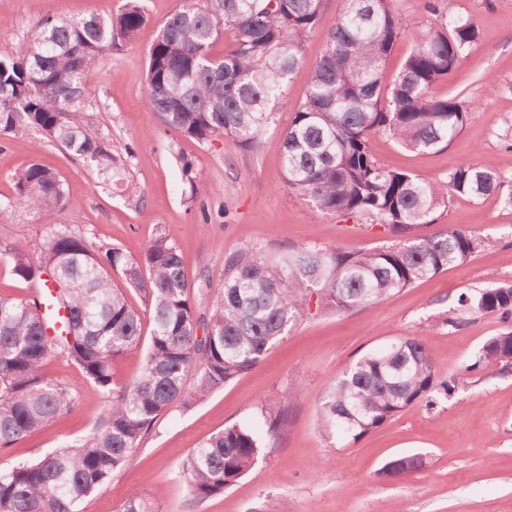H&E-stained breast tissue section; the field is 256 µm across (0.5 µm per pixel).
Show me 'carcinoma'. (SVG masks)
Returning <instances> with one entry per match:
<instances>
[{"mask_svg":"<svg viewBox=\"0 0 512 512\" xmlns=\"http://www.w3.org/2000/svg\"><path fill=\"white\" fill-rule=\"evenodd\" d=\"M396 0H345L324 24L323 0H181L148 52L145 107L167 130L202 143L231 135L254 150L274 123V104L301 63L304 43L324 34L322 57L305 97L283 133L281 163L288 189L309 206L381 226L390 245L357 251L295 246L278 256L250 247L230 253L224 285L205 294L199 310L181 257L160 233L140 257L118 246L94 247L77 224H49L33 248L0 247V261L33 286L25 301L0 297V447L70 413L78 391L46 377L45 363L63 357L109 398L94 430L76 444L32 463L0 470V512H78L82 500L124 467L142 439L171 408H190L254 369L311 305L349 313L467 262L482 240L455 226L433 236L419 229L457 195L479 199L498 191L502 174L490 163L458 165L443 179L381 166L370 148L377 134L408 151L448 144L464 125L461 95L436 94L478 41L469 19L443 16L427 0L429 24L411 29ZM142 0H125L108 17L49 14L31 38L0 54V134L32 130L63 147L104 182L121 180L112 145L93 132L97 104L85 76L91 65L129 43L146 22ZM222 55L213 46L225 33ZM411 41L399 71L387 77L396 43ZM15 194L0 214L45 218L62 210L60 176L38 163L12 176ZM125 281L120 286L113 274ZM133 289L143 307L128 300ZM467 310L512 317V280L462 294ZM153 323L137 379L116 387L112 365L142 341ZM512 364V330L487 339L470 368ZM440 378L426 344L407 336L348 365L328 390L323 430L354 440L414 404H434L454 390ZM265 430L232 423L203 439L180 463L189 496L202 501L235 485L258 462L284 423V410L260 408ZM416 455L399 456L384 474L413 473ZM122 512H153L134 495Z\"/></svg>","mask_w":512,"mask_h":512,"instance_id":"carcinoma-1","label":"carcinoma"}]
</instances>
